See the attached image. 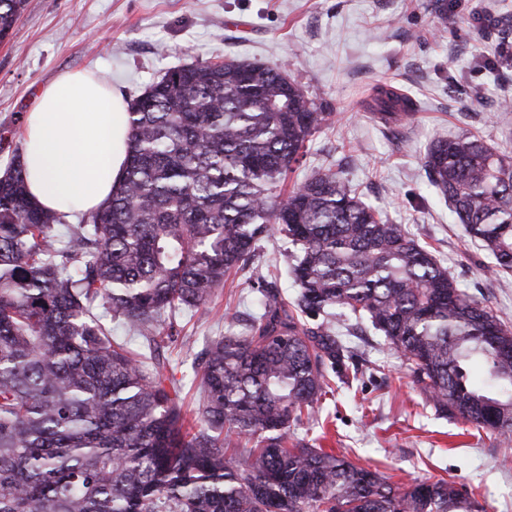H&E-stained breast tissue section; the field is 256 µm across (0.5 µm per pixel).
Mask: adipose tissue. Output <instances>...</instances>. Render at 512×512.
Listing matches in <instances>:
<instances>
[{"label": "adipose tissue", "mask_w": 512, "mask_h": 512, "mask_svg": "<svg viewBox=\"0 0 512 512\" xmlns=\"http://www.w3.org/2000/svg\"><path fill=\"white\" fill-rule=\"evenodd\" d=\"M23 136L31 198L50 211L94 212L124 169L128 104L92 74L66 71L40 87Z\"/></svg>", "instance_id": "ef3b65f1"}]
</instances>
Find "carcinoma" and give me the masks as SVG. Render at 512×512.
<instances>
[{
	"instance_id": "cac0c4a2",
	"label": "carcinoma",
	"mask_w": 512,
	"mask_h": 512,
	"mask_svg": "<svg viewBox=\"0 0 512 512\" xmlns=\"http://www.w3.org/2000/svg\"><path fill=\"white\" fill-rule=\"evenodd\" d=\"M25 3L0 0L1 41ZM497 27L498 66L512 68V15ZM373 101L398 122L416 111L389 86ZM330 117L277 67L173 68L131 103L109 202L65 240L64 216L28 197L12 151L0 172V512H479L453 481L396 486L290 439L349 378L343 330L363 322L436 411L512 437V327L337 173L281 196ZM423 166L508 283L512 157L463 132L435 140ZM274 224L293 247L294 296L249 277L256 316L195 366L196 429L161 348L178 313L253 265ZM99 307L146 351L112 337Z\"/></svg>"
}]
</instances>
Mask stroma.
I'll return each mask as SVG.
<instances>
[{
	"label": "stroma",
	"instance_id": "stroma-1",
	"mask_svg": "<svg viewBox=\"0 0 512 512\" xmlns=\"http://www.w3.org/2000/svg\"><path fill=\"white\" fill-rule=\"evenodd\" d=\"M26 0L0 42V129L20 145L38 86L64 71L107 75L126 99L168 69L227 58L281 66L331 112L314 132L285 189L318 171L338 172L392 223L434 251L459 288L512 323V284L484 273L485 254L429 185L423 157L439 137L470 132L512 155V124L497 108L512 100V74L491 70L493 20L512 0ZM393 86L417 104L412 122L374 119L375 86ZM245 273L216 291L163 358L181 384L191 424L202 403L192 361L206 342L241 331L255 308L240 297ZM360 373L326 401L320 425L297 429L396 483L444 478L473 493L480 512H512V438L436 414L413 386L403 359L372 330L351 338Z\"/></svg>",
	"mask_w": 512,
	"mask_h": 512
}]
</instances>
